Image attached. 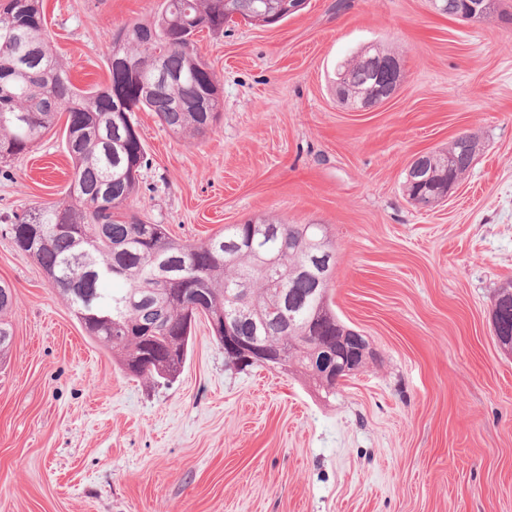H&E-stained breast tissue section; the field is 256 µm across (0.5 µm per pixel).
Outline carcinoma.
I'll use <instances>...</instances> for the list:
<instances>
[{"instance_id":"obj_1","label":"carcinoma","mask_w":512,"mask_h":512,"mask_svg":"<svg viewBox=\"0 0 512 512\" xmlns=\"http://www.w3.org/2000/svg\"><path fill=\"white\" fill-rule=\"evenodd\" d=\"M289 0H161L152 21L124 25L129 36L120 55L134 58L130 70L107 58L109 83L80 89L68 78L46 34L40 0H8L0 7V160L28 152L66 114L64 138L73 172L65 197L10 223L8 233L22 252L48 275L86 334L120 356L135 376H175L186 361L197 319L208 322L224 345V321L240 305L250 318L235 335L285 355L284 373L312 380L325 395L336 394L327 375L326 354L346 328L329 302V285L315 273L302 274L303 250L290 240L322 241L318 224H283L260 219L232 224L199 244L173 239L163 224H146L128 212L140 173L149 165L134 113L154 112L175 133L188 137L213 129L220 101L211 112L178 108L209 93L214 73L198 67L187 40L208 30L224 31V13L251 24L273 25L291 16ZM161 69L181 75L177 84H158L145 96L143 83ZM395 53L374 48L337 64L343 105L386 99L402 78L392 67ZM474 154L454 140L426 159L425 169L406 174L410 200L423 206L443 198L439 189L459 183ZM94 291L87 303L71 283ZM14 296L0 288V336H13L9 315ZM493 311L502 346L512 349V281L496 292ZM316 324L318 339L304 336Z\"/></svg>"}]
</instances>
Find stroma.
<instances>
[{"label": "stroma", "instance_id": "35a3bbf8", "mask_svg": "<svg viewBox=\"0 0 512 512\" xmlns=\"http://www.w3.org/2000/svg\"><path fill=\"white\" fill-rule=\"evenodd\" d=\"M307 0L276 26L196 36L221 109L212 131L135 115L151 165L129 206L176 239L272 217L336 248L331 303L371 357L323 398L304 377L240 371L205 319L172 380L132 377L86 336L14 215L62 200V126L0 163V283L16 305L0 363V512H512V351L493 333L512 280V0L472 22L432 0ZM80 88L105 85L109 34L159 0H42ZM378 43L403 77L368 111L331 89ZM478 144L447 201L413 204L412 160Z\"/></svg>", "mask_w": 512, "mask_h": 512}]
</instances>
